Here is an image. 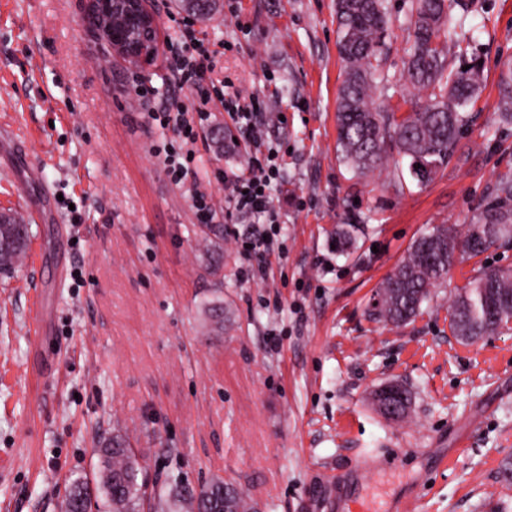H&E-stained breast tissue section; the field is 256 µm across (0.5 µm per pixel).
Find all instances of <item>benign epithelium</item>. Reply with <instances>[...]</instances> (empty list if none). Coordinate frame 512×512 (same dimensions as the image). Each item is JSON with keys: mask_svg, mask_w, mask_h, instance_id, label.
<instances>
[{"mask_svg": "<svg viewBox=\"0 0 512 512\" xmlns=\"http://www.w3.org/2000/svg\"><path fill=\"white\" fill-rule=\"evenodd\" d=\"M86 5L89 23L113 53L122 56L134 66L146 65L152 61L157 50V19L153 10L148 8L147 0H86ZM117 9L143 36L131 37L113 23L106 26L101 24L100 18L112 17ZM370 398L377 409L391 417L398 411L392 400L401 401L403 395L396 385L385 384L374 389Z\"/></svg>", "mask_w": 512, "mask_h": 512, "instance_id": "benign-epithelium-1", "label": "benign epithelium"}]
</instances>
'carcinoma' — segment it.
<instances>
[{"instance_id": "1", "label": "carcinoma", "mask_w": 512, "mask_h": 512, "mask_svg": "<svg viewBox=\"0 0 512 512\" xmlns=\"http://www.w3.org/2000/svg\"><path fill=\"white\" fill-rule=\"evenodd\" d=\"M182 11L205 22L218 11V0H175ZM337 47L343 80L336 98L337 158L354 174L367 176L384 166L387 151L400 158L425 159L435 168L448 164L461 135L473 122L466 108L474 103L482 79L480 58L459 48L462 66H448L445 46L455 41L448 26V0H415L408 18L413 43L406 76L422 104L409 112H383L374 103L389 83L380 64L391 24L387 0H336ZM469 69H464V66ZM500 110L512 122V68L500 79ZM494 203L470 223L439 224L416 239L387 277L373 307L374 319L393 326L410 323L422 313L431 290L448 281L470 241L490 247L512 243V176L496 185ZM30 225L14 215L0 223V274H14L28 250ZM209 332L224 333V300L204 306ZM449 329L464 343L512 331V270L480 269L457 289L448 307ZM95 488L79 477L60 502V512H256L237 488L213 478L194 488L180 475L149 482L127 439L115 435L97 449Z\"/></svg>"}]
</instances>
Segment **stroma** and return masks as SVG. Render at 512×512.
I'll return each mask as SVG.
<instances>
[{
	"instance_id": "1",
	"label": "stroma",
	"mask_w": 512,
	"mask_h": 512,
	"mask_svg": "<svg viewBox=\"0 0 512 512\" xmlns=\"http://www.w3.org/2000/svg\"><path fill=\"white\" fill-rule=\"evenodd\" d=\"M200 26L216 82L265 97L286 149L272 190L283 229L260 282L224 235L222 279L198 247L194 183L167 179L150 146L142 85L193 111L194 89L169 92L172 0H151L158 55L129 65L99 41L85 0H0V210L33 221L26 258L0 279V512H58L73 479L93 475L100 439L129 438L149 480L179 471L221 477L257 512H512V332L464 344L447 303L476 267L512 269V245L458 264L432 306L403 327L374 320L376 291L413 241L436 224H466L512 175V124L498 117L512 63V0H474L468 50L484 64L473 124L426 186L392 182L393 166L355 179L336 158L341 62L335 0H228ZM412 0H390L392 24L378 91L403 107L402 60ZM225 113L200 132L197 182L224 207L216 169L237 172ZM357 224L355 252L332 249L337 225ZM224 300V333L201 310ZM412 396L408 416L384 418L370 390Z\"/></svg>"
}]
</instances>
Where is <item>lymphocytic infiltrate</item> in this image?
<instances>
[{
  "instance_id": "lymphocytic-infiltrate-1",
  "label": "lymphocytic infiltrate",
  "mask_w": 512,
  "mask_h": 512,
  "mask_svg": "<svg viewBox=\"0 0 512 512\" xmlns=\"http://www.w3.org/2000/svg\"><path fill=\"white\" fill-rule=\"evenodd\" d=\"M193 30L182 34L179 47L173 48L168 58L171 83L196 89L198 105L194 119H186L184 113L156 112L153 121L160 127H173L177 142H163L155 149L161 157L169 180L174 184L185 183L195 175L199 124L210 118L213 111L224 110L232 126L238 131V146L251 152L248 171L227 174L218 172L217 179L224 185V210L216 212L205 193H196L194 207L198 223L209 224L216 216H223L225 223L240 224L249 219L263 222L260 233L239 241L238 246L249 263L243 270L246 279H261L266 273V252L273 250V238L277 234L280 215L272 204L271 190L280 178L281 148L267 139L264 124L268 115L265 103L259 97H242L232 82L215 87L205 82L213 56L197 48Z\"/></svg>"
}]
</instances>
